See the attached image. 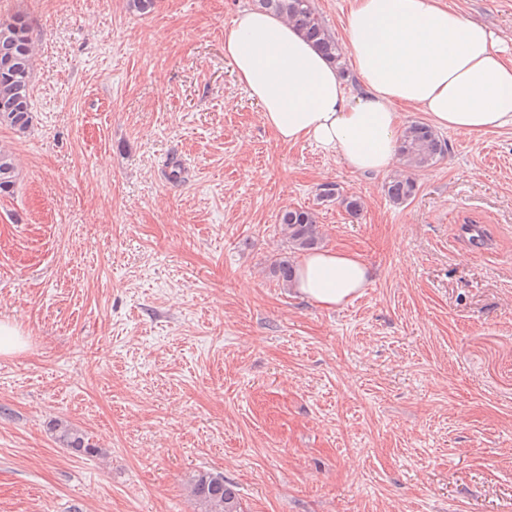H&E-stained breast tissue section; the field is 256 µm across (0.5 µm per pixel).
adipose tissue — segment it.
<instances>
[{"label": "adipose tissue", "mask_w": 512, "mask_h": 512, "mask_svg": "<svg viewBox=\"0 0 512 512\" xmlns=\"http://www.w3.org/2000/svg\"><path fill=\"white\" fill-rule=\"evenodd\" d=\"M346 35L356 92L273 13L242 10L225 34L238 82L282 143L308 141L351 171L383 173L398 161L402 107L468 137L512 128V47L447 0H353ZM369 284L360 255L322 250L303 258L295 289L333 308Z\"/></svg>", "instance_id": "obj_1"}]
</instances>
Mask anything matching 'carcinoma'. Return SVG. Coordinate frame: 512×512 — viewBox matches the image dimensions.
I'll list each match as a JSON object with an SVG mask.
<instances>
[{
    "label": "carcinoma",
    "mask_w": 512,
    "mask_h": 512,
    "mask_svg": "<svg viewBox=\"0 0 512 512\" xmlns=\"http://www.w3.org/2000/svg\"><path fill=\"white\" fill-rule=\"evenodd\" d=\"M257 7L272 12L292 24L304 37L311 40L332 62L343 65L336 38L322 20L314 0H255ZM5 51L10 62L0 56V125L4 124L19 134H26L33 124L30 96L32 61L35 45L30 36L28 18L15 14L0 19V51ZM447 152L446 142L427 123L414 121L404 128L400 137L399 154L403 170L385 184V194L392 203L401 205L413 199L418 191L415 174L433 166ZM18 168L12 153L0 148V194L14 191ZM325 201L334 200L345 212L355 217L363 209L356 195L343 196L333 185L321 192ZM280 234L291 252L313 250L321 244L316 213L309 208H286L281 211L278 224ZM277 280L289 284L295 279L293 261L280 257L271 266ZM56 441L76 453H90L81 430L68 424L53 426ZM190 496L197 512H244L235 486L224 476L200 472L190 484Z\"/></svg>",
    "instance_id": "obj_1"
}]
</instances>
